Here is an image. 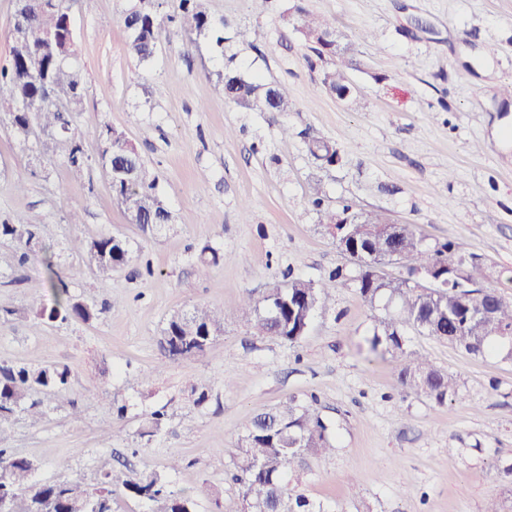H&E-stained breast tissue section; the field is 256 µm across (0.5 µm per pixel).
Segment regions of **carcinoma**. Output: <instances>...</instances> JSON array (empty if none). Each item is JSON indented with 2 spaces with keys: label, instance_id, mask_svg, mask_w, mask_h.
<instances>
[{
  "label": "carcinoma",
  "instance_id": "1",
  "mask_svg": "<svg viewBox=\"0 0 512 512\" xmlns=\"http://www.w3.org/2000/svg\"><path fill=\"white\" fill-rule=\"evenodd\" d=\"M25 0H14L13 26L10 31L8 65L0 68V104L9 123L26 134L32 122L46 132L43 149L59 143L56 131L71 128V113L82 104L85 87L79 74L67 59L72 53L73 36L66 21L69 0H47L46 7L25 23L20 15L30 9ZM176 22L186 32L211 39L224 47L221 28L200 9L198 0H179V13L162 20L157 13L141 4L133 5L123 24L127 51L140 60L149 59L162 33L164 22ZM299 30L331 34L322 45L309 44L318 58L333 60L323 70L321 85L334 93L347 85L346 69L353 60L339 48L343 34L334 22L324 17L302 13ZM57 31L56 43L48 46L42 33ZM224 97L239 109L259 112H289L292 108L287 90L280 85H266L244 77L230 69L222 79ZM106 146L100 159L111 164L112 194L124 213L135 212L144 223L171 220L166 202L158 191L156 179L145 167L136 149L124 135L108 126L103 132ZM70 167L81 170L87 157L78 138L66 143ZM312 156L326 165L336 164L338 151L326 141L312 137L308 141ZM313 204L320 213V223H337L340 213L322 208V191L312 189ZM0 238L14 241L18 261L46 252L39 228L20 218L0 224ZM339 251L356 266L352 278L360 296L373 308L383 310L376 320L372 336L365 340L370 354L387 359L398 371V379L407 394L423 396L438 404L458 394L457 378L427 359L408 351L405 331L425 333L474 355L500 353L512 359V345L503 343L496 331H512V302L497 300L504 284L501 280L457 287L453 266L463 261L479 270L480 257L458 250L451 242L430 245L408 224L394 235L377 232L362 236V225L351 224L341 233ZM72 250L80 254L99 277H109L131 259L129 243L114 236L76 239ZM395 258L404 272L385 276L378 265L385 258ZM431 267L435 275L449 281L441 290L416 288L411 274L418 268ZM342 271L336 270L320 281L292 278L271 289L262 301L243 299L235 311L254 324L261 335L273 336L295 345L308 331L315 312L334 301L336 281ZM46 291L53 295L51 305L37 301L35 316L43 323L98 318L100 310L92 303L71 294L63 277L48 269ZM226 314L206 305L194 307L188 315L172 317L164 331L162 346L171 359L204 356L215 338L224 330ZM71 386V370L66 365L51 364L32 367L0 361V432L16 417L25 415L37 424L44 416L41 394H67ZM165 413L153 411L140 432L152 437L162 430ZM333 451L329 428L311 405L289 398L270 411L255 416L238 440L236 474L241 498L250 512H325L303 495L292 494L288 487V471L309 456ZM40 464L17 456L0 447V512H113V495L117 488L146 503L147 512H197V501L172 488L171 481L157 472L114 473L111 458L101 457L95 467L94 483L79 475L61 476L39 481L35 473Z\"/></svg>",
  "mask_w": 512,
  "mask_h": 512
}]
</instances>
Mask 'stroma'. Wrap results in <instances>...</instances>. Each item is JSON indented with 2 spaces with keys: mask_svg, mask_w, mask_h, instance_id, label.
<instances>
[{
  "mask_svg": "<svg viewBox=\"0 0 512 512\" xmlns=\"http://www.w3.org/2000/svg\"><path fill=\"white\" fill-rule=\"evenodd\" d=\"M135 0H71V67L86 96L72 129L88 162L74 173L65 149L0 121V223L38 225L72 294L93 302L89 323L44 324L29 309L46 277L39 259L18 265L0 239V361L61 364L68 400L45 395L46 417L17 418L0 446L39 461L37 479L91 475L96 457L116 469L167 474L195 494L198 512H243L233 480L238 439L253 416L294 396L336 430L332 453L288 476L294 493L325 512H512V360L474 356L409 333L408 349L457 376V396L437 404L404 394L391 362L359 349L374 310L350 277L354 266L320 224L323 208L377 211L415 225L428 243L479 255L482 273L512 270V0H199L226 42L189 44L168 23L153 56L128 53L122 20ZM336 23L355 65V100L319 84L325 67L306 46L299 10ZM233 64L255 81L287 88L288 113L243 112L218 75ZM289 133H281V124ZM136 148L172 213L163 231L129 223L100 165L104 126ZM335 145L326 167L309 137ZM25 177V189L16 180ZM79 223H71V214ZM119 236L132 260L95 276L73 239ZM209 246L223 261L200 268ZM345 278L306 336L288 346L237 318L288 277ZM197 305L226 310L224 332L200 358L167 359L168 320ZM209 399L197 405L200 391ZM125 406L124 416L115 409ZM165 409L160 434L142 437ZM182 460L168 472L170 457Z\"/></svg>",
  "mask_w": 512,
  "mask_h": 512,
  "instance_id": "35a3bbf8",
  "label": "stroma"
}]
</instances>
